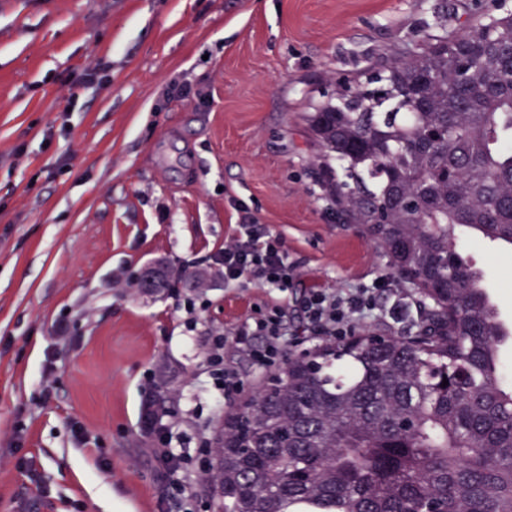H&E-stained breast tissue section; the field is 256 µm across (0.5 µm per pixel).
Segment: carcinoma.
<instances>
[{"instance_id":"cac0c4a2","label":"carcinoma","mask_w":512,"mask_h":512,"mask_svg":"<svg viewBox=\"0 0 512 512\" xmlns=\"http://www.w3.org/2000/svg\"><path fill=\"white\" fill-rule=\"evenodd\" d=\"M469 40L496 31L498 2ZM512 63L456 41L408 46L368 74L358 111L307 115L339 162L334 185L424 312L412 336L366 330L291 355L276 383L221 416L207 481L213 512H512V388L481 271L457 231L512 246ZM447 386H442L443 380ZM169 414L145 403V428Z\"/></svg>"}]
</instances>
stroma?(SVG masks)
<instances>
[{"mask_svg":"<svg viewBox=\"0 0 512 512\" xmlns=\"http://www.w3.org/2000/svg\"><path fill=\"white\" fill-rule=\"evenodd\" d=\"M491 4L0 0V512H166L142 418L158 388L193 512H212L197 474L225 411L204 365L215 333L381 278L407 309L367 327L410 329L421 298L337 204L304 117ZM245 218L283 239L287 291L214 272ZM458 246L512 322V247ZM159 262L210 276L176 297L138 288L131 273Z\"/></svg>","mask_w":512,"mask_h":512,"instance_id":"obj_1","label":"stroma"}]
</instances>
